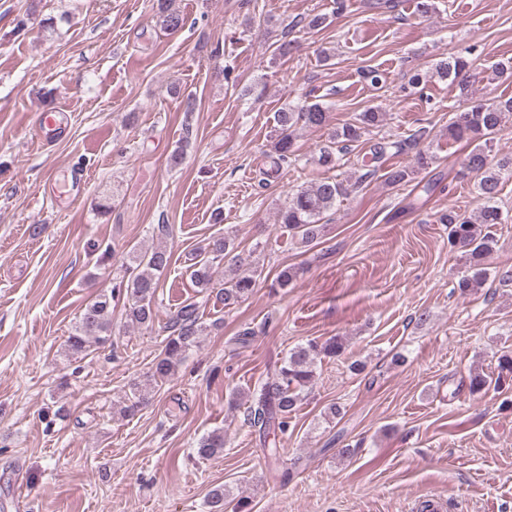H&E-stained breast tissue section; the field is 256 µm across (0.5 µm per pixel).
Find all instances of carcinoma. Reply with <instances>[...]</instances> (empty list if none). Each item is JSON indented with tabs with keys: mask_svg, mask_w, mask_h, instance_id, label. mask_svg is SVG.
<instances>
[{
	"mask_svg": "<svg viewBox=\"0 0 512 512\" xmlns=\"http://www.w3.org/2000/svg\"><path fill=\"white\" fill-rule=\"evenodd\" d=\"M157 17L163 29L177 31L184 24L176 0H157ZM469 68V62L462 55H452L433 68V75L440 79L456 81ZM384 113L377 107H369L356 114L353 121L336 129L332 134V145L322 148L317 158L318 165L332 169L339 157L334 145L346 149L358 142L370 128L382 121ZM329 113L318 102H304L290 105L276 112L274 134L270 149L266 152L269 168L264 172L268 177L279 174L290 162L296 132L302 128H321L326 125ZM512 119V97L500 99L487 105L466 103L457 110L448 124V138L466 141L472 149L465 158L466 167L478 177V196L483 201L477 220L448 210L440 223L448 225V243L461 250L465 260L466 275L462 276L456 288L463 295L478 292L487 280L486 260L496 245L493 228L505 223L501 208L497 205L501 182L512 178V157L490 164L494 135L503 124ZM185 135L181 145L173 152L170 164L180 165L192 136L191 123H185ZM402 150L399 142L380 141L370 150L369 162L381 160L390 149ZM434 156L420 148L414 160L407 166H395L385 173V181L392 187L406 185L430 168ZM350 193V185L344 180L327 177L308 186H302L292 193L277 210V223L285 228L300 244L311 246L326 232L322 224L323 215L336 208ZM171 255L167 249L157 246L151 249L133 247L127 253L124 273L127 280L112 288L111 293H100L84 308L80 319L65 340V351L71 355L87 351L91 344L107 342L112 333V302L125 296L126 316L131 324L149 328L156 313V293L159 278L170 264ZM258 267L246 262L235 246L233 232L213 236L193 257L190 277L202 292L215 294L216 301L231 309L244 302L257 285ZM170 334L152 365L149 383L134 385L130 392L118 401V413L123 417L135 415L148 400L152 384L167 381L175 372L186 354L197 347L201 337L207 335L208 326L202 321L200 305L196 301L185 303L174 310L168 321ZM344 339L332 336L319 343L310 340L288 353L272 376L258 381L250 395L247 407V422L262 436L288 431L291 415L301 405L316 375L317 360L324 357H340L344 352ZM497 390L512 389V351L504 352L498 359L497 376L473 373L468 388L479 393L489 387ZM224 430L217 429L201 438L196 448L198 458L209 460L224 452ZM231 503L230 492L223 487L211 491L209 506L211 512H226Z\"/></svg>",
	"mask_w": 512,
	"mask_h": 512,
	"instance_id": "1",
	"label": "carcinoma"
}]
</instances>
